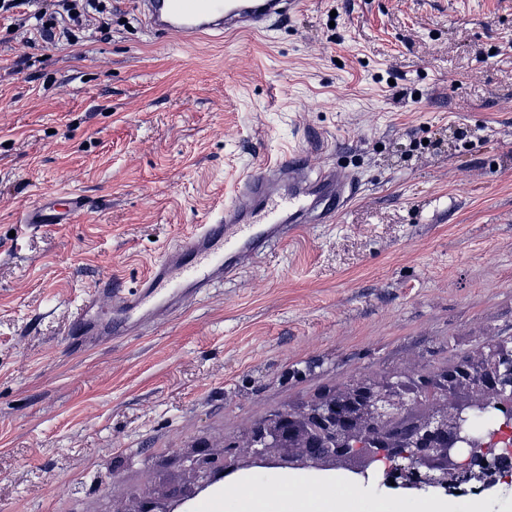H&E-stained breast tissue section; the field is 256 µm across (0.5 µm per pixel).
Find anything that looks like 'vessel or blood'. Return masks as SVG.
<instances>
[{"mask_svg":"<svg viewBox=\"0 0 512 512\" xmlns=\"http://www.w3.org/2000/svg\"><path fill=\"white\" fill-rule=\"evenodd\" d=\"M136 13L163 37H216L256 33L284 20L299 0H132ZM307 155L263 162L243 179L234 200L210 223L196 225L154 260L133 289L111 276L99 279L77 306L72 325L83 336H124L132 326L178 310L184 299L237 276L246 260L292 237L302 224H331L351 201V179L334 170L308 178ZM86 207L81 196L50 197L29 211L25 224H68ZM112 303L111 317L100 311ZM185 512H224V493L213 489Z\"/></svg>","mask_w":512,"mask_h":512,"instance_id":"1","label":"vessel or blood"}]
</instances>
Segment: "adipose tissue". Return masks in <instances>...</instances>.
Wrapping results in <instances>:
<instances>
[{"label":"adipose tissue","mask_w":512,"mask_h":512,"mask_svg":"<svg viewBox=\"0 0 512 512\" xmlns=\"http://www.w3.org/2000/svg\"><path fill=\"white\" fill-rule=\"evenodd\" d=\"M231 486L235 493L225 497V512H486L479 499L429 496L412 503L398 495L376 497L338 474L292 473L269 484L240 475Z\"/></svg>","instance_id":"adipose-tissue-1"}]
</instances>
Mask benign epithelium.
Returning a JSON list of instances; mask_svg holds the SVG:
<instances>
[{"label": "benign epithelium", "mask_w": 512, "mask_h": 512, "mask_svg": "<svg viewBox=\"0 0 512 512\" xmlns=\"http://www.w3.org/2000/svg\"><path fill=\"white\" fill-rule=\"evenodd\" d=\"M500 405L512 407V345H488L406 385L353 379L271 413L219 452L187 457L193 486L135 494L130 507L113 512H177L217 481L250 469L343 470L402 489L484 487L496 475L477 463L512 458L511 411L498 433L476 428L482 414Z\"/></svg>", "instance_id": "1"}]
</instances>
